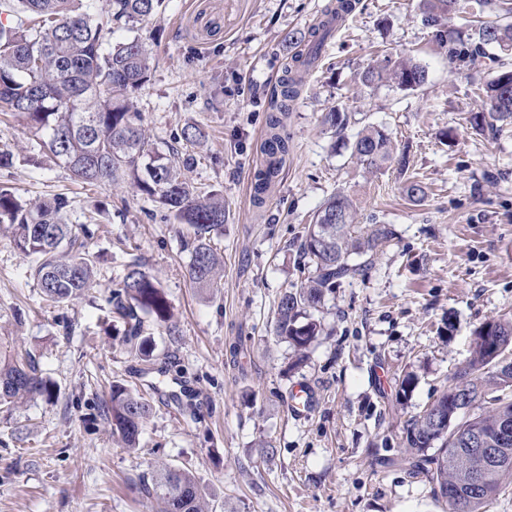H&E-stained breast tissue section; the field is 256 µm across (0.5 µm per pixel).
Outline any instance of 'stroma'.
<instances>
[{
  "label": "stroma",
  "instance_id": "1",
  "mask_svg": "<svg viewBox=\"0 0 512 512\" xmlns=\"http://www.w3.org/2000/svg\"><path fill=\"white\" fill-rule=\"evenodd\" d=\"M327 2L165 0L137 26L154 57L133 95L147 135L193 155L181 177L195 193L224 194V229L212 239L224 276L211 289L189 278V225L129 184L75 181L0 103V149L14 154L0 186L31 204L68 196L69 223L102 222L89 243L97 288L55 306L0 226V341L30 352L54 385L52 397L0 412V512H150L141 481L162 465L191 471L214 512H442L402 461L403 424L466 363L474 330L512 314V125L464 122L484 111L475 90L497 61L449 60L418 0H356L283 118L288 156L255 206L270 101L296 50L288 36L306 33ZM382 54L414 57L426 82L364 86L360 73ZM336 106L385 127L406 149L407 171L357 164L361 124L323 122ZM191 124L206 131L202 146L179 141ZM412 176L426 185L418 202L405 194ZM339 191L357 198L358 223L389 225L392 237L365 277L326 296L325 333L299 361L274 334L276 305L301 281L305 227ZM135 257L174 307L170 323L146 320L138 346L104 321L108 288ZM240 336L248 353L237 368L228 350ZM147 363L169 376L129 451L99 407L113 381L142 386ZM409 373L416 385L399 397ZM299 387L313 402L296 414Z\"/></svg>",
  "mask_w": 512,
  "mask_h": 512
}]
</instances>
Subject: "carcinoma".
Listing matches in <instances>:
<instances>
[{"label": "carcinoma", "instance_id": "carcinoma-1", "mask_svg": "<svg viewBox=\"0 0 512 512\" xmlns=\"http://www.w3.org/2000/svg\"><path fill=\"white\" fill-rule=\"evenodd\" d=\"M164 0H0L17 14L13 26L0 25V103L21 116L40 139L45 156L64 165L77 180L88 185L117 184L132 179L140 191L156 199L167 216L194 229L190 278L202 288L221 280L223 261L211 245V233L224 224V196L214 192L195 195L177 168L194 162L171 148L164 152L149 141L140 113L130 93L147 82L152 73V49L134 34V24L159 14ZM425 22L436 28L435 38L450 45V58L474 62L490 46L512 50V23L484 22L470 42L460 41L448 26L459 12L461 0H422ZM352 0H336L323 20L307 34L290 40L304 45L295 55L292 70L315 66L326 40L339 23L353 12ZM123 30L129 36L114 40ZM365 86L393 81L415 89L426 81V71L411 58L383 59L361 72ZM298 95L294 77L280 80L270 105V136L261 148L262 164L254 175L253 201L264 203L272 183L288 155V140L280 132L278 113L288 109ZM489 112H477L470 124L481 127L486 119L512 124V68L501 64L483 88ZM206 133L197 125L182 128L179 139L202 144ZM352 156L371 171L406 160L395 159L391 138L373 126L361 130ZM70 201L60 194L48 202L31 205L13 191L0 187V224L8 225L16 248L35 257L31 275L46 302L59 305L95 287L98 255L85 245L94 231L86 224H69ZM356 204L338 192L314 214L300 245L297 269L307 277L300 286L279 297L274 332L297 354H302L323 333L313 312L336 285L366 273L375 256L391 237L386 224L354 223ZM112 321L124 326L132 343L144 330L143 317L159 323L171 317L170 303L158 282L138 259L126 265L123 276L112 283L107 296ZM491 336L512 353V319L489 320L475 331L468 363L453 377L448 389L433 405L444 409L455 392L473 393L469 416L453 418L448 428L435 435L433 445L423 440L425 416L406 420L405 460L415 475L424 476L445 512H488L501 491L512 485V462L485 473L479 492L465 507H458L450 493L463 491L477 460L453 451L456 436L473 429L483 432L489 447L504 448L512 458V439L499 442L497 428L503 418L512 422V370L499 369L486 349L483 337ZM53 395L30 354L0 349V410L10 411L23 399ZM112 434L123 447L134 450L140 443L151 404L138 390L112 383L105 404ZM142 493L161 504L159 512H207L208 503L195 476L180 468L164 467L144 481Z\"/></svg>", "mask_w": 512, "mask_h": 512}]
</instances>
